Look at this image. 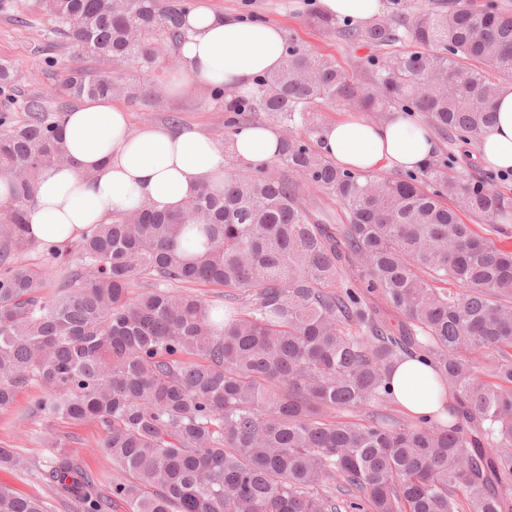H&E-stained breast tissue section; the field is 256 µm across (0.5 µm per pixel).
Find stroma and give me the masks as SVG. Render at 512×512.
Wrapping results in <instances>:
<instances>
[{
    "instance_id": "stroma-1",
    "label": "stroma",
    "mask_w": 512,
    "mask_h": 512,
    "mask_svg": "<svg viewBox=\"0 0 512 512\" xmlns=\"http://www.w3.org/2000/svg\"><path fill=\"white\" fill-rule=\"evenodd\" d=\"M26 26H19L11 15L0 14V60L10 62L17 75L19 92L49 91L57 85L65 68L73 61L74 53L65 43L57 42L51 25L40 10V0H23ZM204 3L219 14H233L261 22L281 24L288 37L304 48L317 49L336 59L338 65L352 80H359L360 67L368 60L381 56L382 48L362 40L347 42L329 38L308 22L318 11V0H192ZM49 56L57 60L54 72L38 67L39 58ZM132 128L165 122L167 115L179 116L183 125L195 126L216 140H223L228 132L227 114L223 107L212 102L208 91L201 86L189 88L179 95H165L163 110L143 104L128 105ZM41 394L39 386L19 393L11 408L0 411V442L17 447L28 457L46 461L50 449L41 445L39 437L45 429H54L65 437L80 465L96 473L107 471L110 462L100 450L104 438L102 428L93 424L73 425L30 414L32 400ZM0 485L22 496L41 498L46 512H67L65 503L55 498L43 484L24 472L0 467Z\"/></svg>"
}]
</instances>
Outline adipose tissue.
I'll list each match as a JSON object with an SVG mask.
<instances>
[{
	"label": "adipose tissue",
	"mask_w": 512,
	"mask_h": 512,
	"mask_svg": "<svg viewBox=\"0 0 512 512\" xmlns=\"http://www.w3.org/2000/svg\"><path fill=\"white\" fill-rule=\"evenodd\" d=\"M179 50V88L197 81L225 92L253 88L258 77L280 70L286 61V30L273 22H249L220 15L208 6L193 9ZM497 120L484 134L485 161L512 169V83L495 98ZM65 163L39 179L28 236L63 244L90 225L145 207L178 209L203 187H219L230 160L262 164L277 159L281 136L270 125L245 126L229 143L194 129L172 125L131 131L127 111L109 99L86 102L67 117L63 129ZM318 148L345 168L372 174L385 169L419 170L436 151L430 130L395 112L374 122L348 116L325 125ZM397 401L417 416L439 407L433 370L408 359L391 376Z\"/></svg>",
	"instance_id": "obj_1"
}]
</instances>
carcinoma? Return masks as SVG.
Here are the masks:
<instances>
[{
	"instance_id": "obj_1",
	"label": "carcinoma",
	"mask_w": 512,
	"mask_h": 512,
	"mask_svg": "<svg viewBox=\"0 0 512 512\" xmlns=\"http://www.w3.org/2000/svg\"><path fill=\"white\" fill-rule=\"evenodd\" d=\"M42 6L84 58L52 111L39 95L17 99L0 61V169L13 178L0 206V409L40 386L30 413L101 427L111 467L84 470L53 434L41 436L49 464L1 444L0 467L33 474L71 512L116 500L127 512H512V253L475 224L508 217L512 197L451 154L419 175L339 168L314 145L312 111L417 112L450 148L480 142L512 80V10L407 2L360 31L311 15L328 36L407 49L368 62L361 84L290 46L253 90L211 89L233 129H302L283 137L281 172L234 169L180 210L94 225L74 260L47 246L51 266L35 269L27 225L38 179L66 160L65 113L105 96L157 106L160 61L190 11L189 0ZM113 64L135 74L116 78ZM192 284L222 289L221 302ZM409 358L433 369L453 400L444 412L397 414L390 373ZM0 512H45L44 501L0 486Z\"/></svg>"
}]
</instances>
